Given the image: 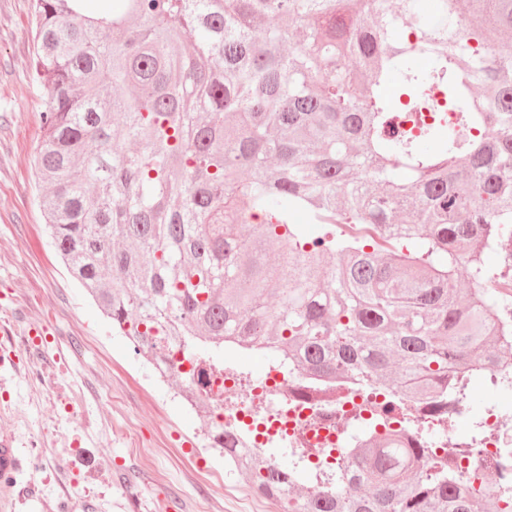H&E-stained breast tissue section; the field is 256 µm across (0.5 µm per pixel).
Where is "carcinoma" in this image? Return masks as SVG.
I'll use <instances>...</instances> for the list:
<instances>
[{"mask_svg": "<svg viewBox=\"0 0 512 512\" xmlns=\"http://www.w3.org/2000/svg\"><path fill=\"white\" fill-rule=\"evenodd\" d=\"M82 2L31 5L42 204L136 353L263 348L446 418L512 362V0ZM211 439L288 512H512L400 431L316 474Z\"/></svg>", "mask_w": 512, "mask_h": 512, "instance_id": "carcinoma-1", "label": "carcinoma"}]
</instances>
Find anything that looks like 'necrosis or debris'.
<instances>
[{"label": "necrosis or debris", "mask_w": 512, "mask_h": 512, "mask_svg": "<svg viewBox=\"0 0 512 512\" xmlns=\"http://www.w3.org/2000/svg\"><path fill=\"white\" fill-rule=\"evenodd\" d=\"M207 393L212 400L208 424L258 454L274 438L286 437L323 456L345 444L341 422L354 418L369 423L385 416V397L375 390L306 388L275 364L264 382L250 386L233 364H225L223 371L211 374ZM476 427L471 453L457 459L463 475L488 492L512 491V420L492 409Z\"/></svg>", "instance_id": "1"}]
</instances>
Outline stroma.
<instances>
[{
    "mask_svg": "<svg viewBox=\"0 0 512 512\" xmlns=\"http://www.w3.org/2000/svg\"><path fill=\"white\" fill-rule=\"evenodd\" d=\"M32 0H0V438L20 450L0 512H280L210 448L189 409L69 274L50 244L36 160L46 91L33 78ZM42 333L33 342L31 330ZM512 391L482 380L453 423L462 442Z\"/></svg>",
    "mask_w": 512,
    "mask_h": 512,
    "instance_id": "stroma-1",
    "label": "stroma"
}]
</instances>
